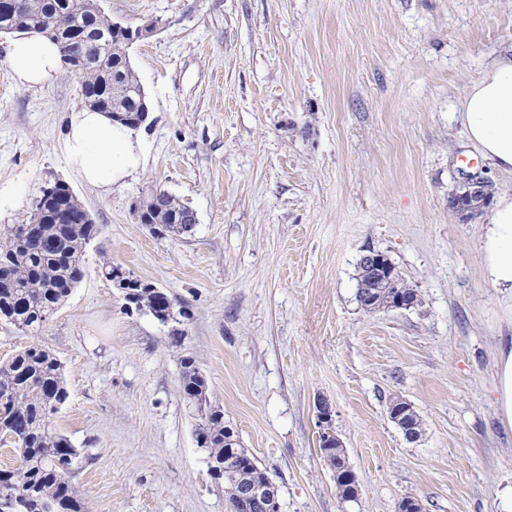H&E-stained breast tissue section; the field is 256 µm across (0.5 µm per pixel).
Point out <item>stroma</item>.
Segmentation results:
<instances>
[{"label": "stroma", "mask_w": 512, "mask_h": 512, "mask_svg": "<svg viewBox=\"0 0 512 512\" xmlns=\"http://www.w3.org/2000/svg\"><path fill=\"white\" fill-rule=\"evenodd\" d=\"M113 20L157 23L132 64L151 112L147 163L103 191L68 167L78 83L17 85L0 36V225L66 183L102 232L86 271L37 337L0 324V361L30 340L62 361L52 426L79 449L85 512H230L197 443L182 357L204 374L243 448L279 487L281 512H506L512 432L493 358L512 305L483 277L487 213L448 208L462 169L512 192L468 141L470 81L512 50V0H101ZM196 215L160 237L135 210L154 192ZM383 252L419 302L369 312L364 249ZM164 291L171 327L129 307L104 264ZM421 418L408 441L388 406ZM359 481L341 500L319 450L315 403Z\"/></svg>", "instance_id": "35a3bbf8"}]
</instances>
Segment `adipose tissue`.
Returning a JSON list of instances; mask_svg holds the SVG:
<instances>
[{
  "instance_id": "adipose-tissue-1",
  "label": "adipose tissue",
  "mask_w": 512,
  "mask_h": 512,
  "mask_svg": "<svg viewBox=\"0 0 512 512\" xmlns=\"http://www.w3.org/2000/svg\"><path fill=\"white\" fill-rule=\"evenodd\" d=\"M5 61L24 87L47 84L62 69L58 46L38 33L10 39ZM460 116L469 142L497 170L512 174V53L495 59L469 84ZM63 150L80 179L102 190L124 183L146 163L144 144L134 129L90 108L72 112ZM480 250L485 279L512 300V194L496 199ZM493 376L499 421L512 431V335L498 340Z\"/></svg>"
}]
</instances>
